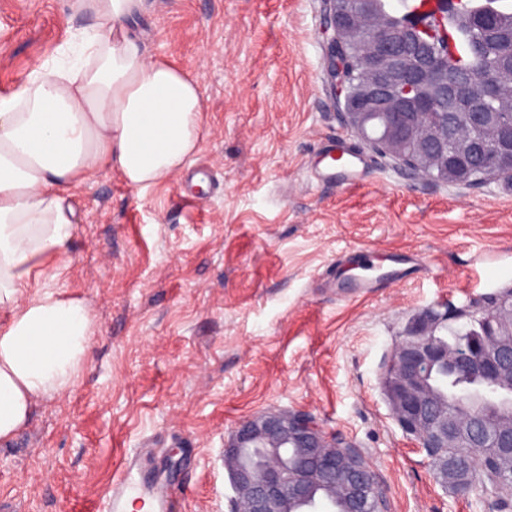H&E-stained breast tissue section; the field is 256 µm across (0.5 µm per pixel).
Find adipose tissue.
Returning a JSON list of instances; mask_svg holds the SVG:
<instances>
[{
	"instance_id": "adipose-tissue-1",
	"label": "adipose tissue",
	"mask_w": 512,
	"mask_h": 512,
	"mask_svg": "<svg viewBox=\"0 0 512 512\" xmlns=\"http://www.w3.org/2000/svg\"><path fill=\"white\" fill-rule=\"evenodd\" d=\"M93 32L67 63L35 65L0 98V443L39 399L76 386L93 319L84 301L38 287L40 259L68 263L75 215L66 192L113 171L145 188L196 150L197 76L146 59L131 34L144 0H70Z\"/></svg>"
}]
</instances>
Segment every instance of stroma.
I'll return each mask as SVG.
<instances>
[{
    "instance_id": "35a3bbf8",
    "label": "stroma",
    "mask_w": 512,
    "mask_h": 512,
    "mask_svg": "<svg viewBox=\"0 0 512 512\" xmlns=\"http://www.w3.org/2000/svg\"><path fill=\"white\" fill-rule=\"evenodd\" d=\"M69 0H0V97L92 17ZM324 0H147V57L196 74L204 134L182 171L139 190L76 187L70 260L50 280L95 333L77 385L0 445V512H97L132 449L181 487V512H230L224 444L270 409L360 448L388 512H494L439 480L381 377L419 315L512 288V181L415 176L350 135L323 66ZM353 187L312 180L338 136ZM395 271L361 292V263Z\"/></svg>"
}]
</instances>
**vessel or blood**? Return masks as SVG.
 <instances>
[{
  "instance_id": "b4317fda",
  "label": "vessel or blood",
  "mask_w": 512,
  "mask_h": 512,
  "mask_svg": "<svg viewBox=\"0 0 512 512\" xmlns=\"http://www.w3.org/2000/svg\"><path fill=\"white\" fill-rule=\"evenodd\" d=\"M362 159L359 153L347 145H339L331 153L325 168L312 171L314 180L342 187L356 184L361 176ZM148 500L152 512H176L175 488L163 481H152L143 475L137 454L126 455L118 471L107 485L101 499L100 512H125L129 499Z\"/></svg>"
}]
</instances>
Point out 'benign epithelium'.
Returning <instances> with one entry per match:
<instances>
[{"instance_id":"7a95c632","label":"benign epithelium","mask_w":512,"mask_h":512,"mask_svg":"<svg viewBox=\"0 0 512 512\" xmlns=\"http://www.w3.org/2000/svg\"><path fill=\"white\" fill-rule=\"evenodd\" d=\"M324 61L332 88L349 103L343 113L351 129L368 139L371 125L382 123L376 150L423 176L448 177L454 156L480 168L486 179L512 180V134L495 119H512V95L498 94L503 73L487 70L456 86L465 102L452 113L441 107L448 95L442 63L406 49L420 20L396 27L374 12L370 0H356L350 12L336 13L325 0ZM486 313L481 346L450 348L432 334L448 318ZM471 371L490 382L499 395L512 394V289L481 296L442 315L414 319L396 345L382 380L391 414L429 457L440 462L442 482H463L454 464L437 449L464 448L482 474L478 489L495 499L498 512H512L497 476L512 473V417L488 424L478 418L486 391L468 402L442 403L430 381L438 368ZM224 466L233 490L232 512H360L378 477L356 446L325 431L305 413L269 410L233 431L224 448Z\"/></svg>"}]
</instances>
